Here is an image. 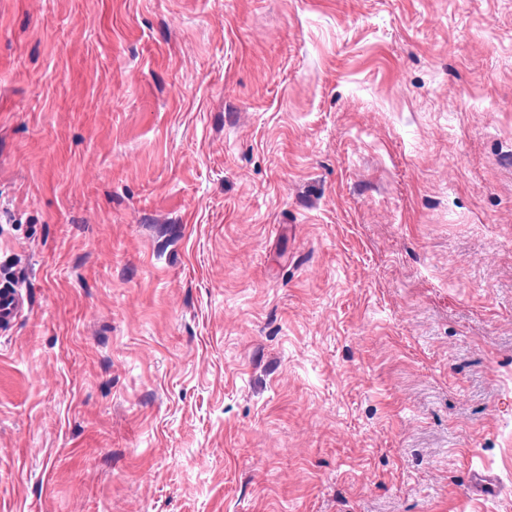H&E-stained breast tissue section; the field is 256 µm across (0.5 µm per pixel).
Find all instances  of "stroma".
<instances>
[{"instance_id": "35a3bbf8", "label": "stroma", "mask_w": 512, "mask_h": 512, "mask_svg": "<svg viewBox=\"0 0 512 512\" xmlns=\"http://www.w3.org/2000/svg\"><path fill=\"white\" fill-rule=\"evenodd\" d=\"M0 280V512H512V0H0ZM28 300L13 283L0 286V331L9 329L20 317Z\"/></svg>"}]
</instances>
